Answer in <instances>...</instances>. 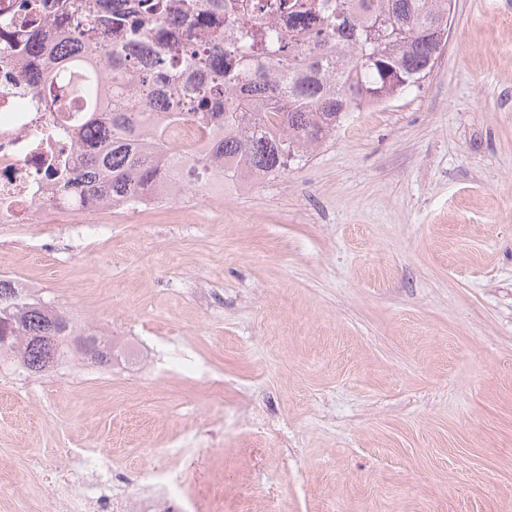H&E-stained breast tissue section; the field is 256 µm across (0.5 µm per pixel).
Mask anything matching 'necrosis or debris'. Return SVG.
<instances>
[{
    "label": "necrosis or debris",
    "instance_id": "1",
    "mask_svg": "<svg viewBox=\"0 0 512 512\" xmlns=\"http://www.w3.org/2000/svg\"><path fill=\"white\" fill-rule=\"evenodd\" d=\"M45 59L40 47L20 59H0V81L12 84L10 92L0 91V224H42L51 213L68 215L81 224L90 215L127 211L125 202L68 210L50 200L48 172L72 154V137L81 129L79 120L87 105L68 92L54 111L30 109V102L38 98L36 78ZM152 135L177 147L190 161L201 156L210 139L190 120L166 113L158 115ZM75 462L86 480L65 495L66 512H180L183 481L171 471L152 472L150 493L127 496L118 503L109 493L112 467L105 457L85 454L76 456Z\"/></svg>",
    "mask_w": 512,
    "mask_h": 512
}]
</instances>
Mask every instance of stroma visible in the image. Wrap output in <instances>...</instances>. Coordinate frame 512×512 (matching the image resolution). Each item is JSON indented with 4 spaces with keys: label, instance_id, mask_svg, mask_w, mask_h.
<instances>
[{
    "label": "stroma",
    "instance_id": "obj_1",
    "mask_svg": "<svg viewBox=\"0 0 512 512\" xmlns=\"http://www.w3.org/2000/svg\"><path fill=\"white\" fill-rule=\"evenodd\" d=\"M201 212L0 228V278L137 356L0 357L10 512L68 448L116 492L182 472V512H512V0H454L416 86Z\"/></svg>",
    "mask_w": 512,
    "mask_h": 512
}]
</instances>
